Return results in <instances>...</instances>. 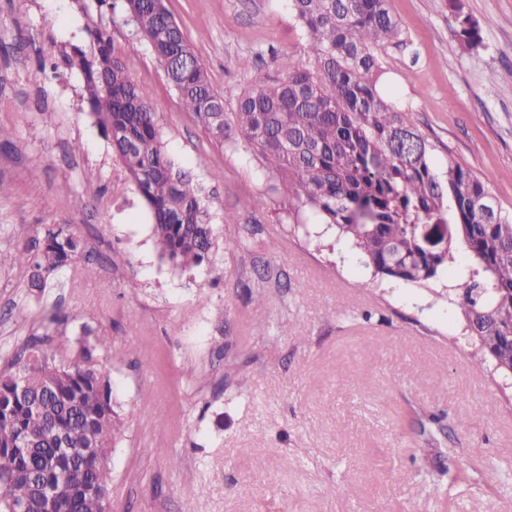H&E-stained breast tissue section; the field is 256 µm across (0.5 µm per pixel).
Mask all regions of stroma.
<instances>
[{
  "label": "stroma",
  "mask_w": 512,
  "mask_h": 512,
  "mask_svg": "<svg viewBox=\"0 0 512 512\" xmlns=\"http://www.w3.org/2000/svg\"><path fill=\"white\" fill-rule=\"evenodd\" d=\"M460 3L478 49L449 48L448 0H388L401 36L376 51L380 87L436 163L450 149L512 212V0ZM166 6L226 96L306 45L288 0ZM97 20L125 45L122 13L97 0H0V250L51 224L85 244L41 293L25 268L0 271V372L50 307L55 345L86 325L124 350L100 360L118 414L112 512H440L434 479L447 512H512V380L479 368L449 277L376 280L325 225L294 230L252 151L210 138L143 47L126 69L217 216L209 264L161 261L82 74L61 65Z\"/></svg>",
  "instance_id": "stroma-1"
}]
</instances>
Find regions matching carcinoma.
Returning <instances> with one entry per match:
<instances>
[{
    "instance_id": "cac0c4a2",
    "label": "carcinoma",
    "mask_w": 512,
    "mask_h": 512,
    "mask_svg": "<svg viewBox=\"0 0 512 512\" xmlns=\"http://www.w3.org/2000/svg\"><path fill=\"white\" fill-rule=\"evenodd\" d=\"M122 2L132 27L124 51L147 45L210 137L253 147L292 223L334 228L373 276L393 282L427 284L465 253L456 287L466 330L497 372L512 369V213L451 151L437 168L436 145L381 93L375 51L400 36L387 0H291L307 32L303 55L279 58L277 76L237 93L230 112L163 0ZM448 2L457 43L480 47L477 24L458 0ZM91 37L65 65L82 73L91 115L154 216L161 259L200 266L215 245L208 199L166 154L155 108L108 32L96 26ZM429 224L447 225V237L429 243ZM82 251L70 225L57 224L21 251H0V268L26 266L29 286L41 291ZM52 341L48 332L32 340L0 375V512H102L108 497L117 413L99 363L104 350L113 359L124 351L87 326L61 352ZM46 485L56 497H45Z\"/></svg>"
}]
</instances>
